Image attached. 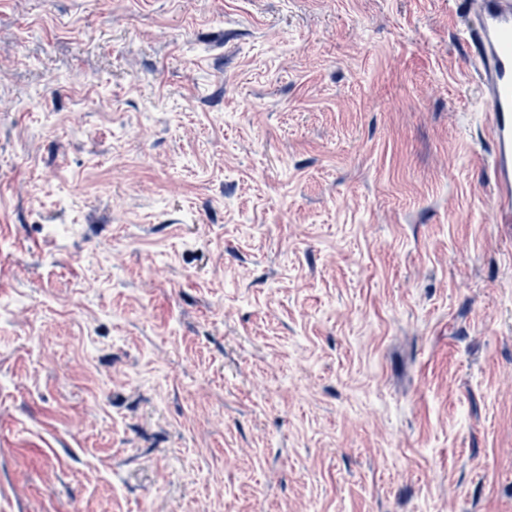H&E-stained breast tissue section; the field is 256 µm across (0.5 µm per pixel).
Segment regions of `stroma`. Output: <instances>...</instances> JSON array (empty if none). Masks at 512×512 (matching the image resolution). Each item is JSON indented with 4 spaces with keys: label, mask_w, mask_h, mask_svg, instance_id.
<instances>
[{
    "label": "stroma",
    "mask_w": 512,
    "mask_h": 512,
    "mask_svg": "<svg viewBox=\"0 0 512 512\" xmlns=\"http://www.w3.org/2000/svg\"><path fill=\"white\" fill-rule=\"evenodd\" d=\"M468 2L0 0V512H512Z\"/></svg>",
    "instance_id": "obj_1"
}]
</instances>
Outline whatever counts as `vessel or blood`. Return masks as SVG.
Returning a JSON list of instances; mask_svg holds the SVG:
<instances>
[{"label":"vessel or blood","mask_w":512,"mask_h":512,"mask_svg":"<svg viewBox=\"0 0 512 512\" xmlns=\"http://www.w3.org/2000/svg\"><path fill=\"white\" fill-rule=\"evenodd\" d=\"M478 77L494 153V223H512V0H471Z\"/></svg>","instance_id":"obj_1"}]
</instances>
